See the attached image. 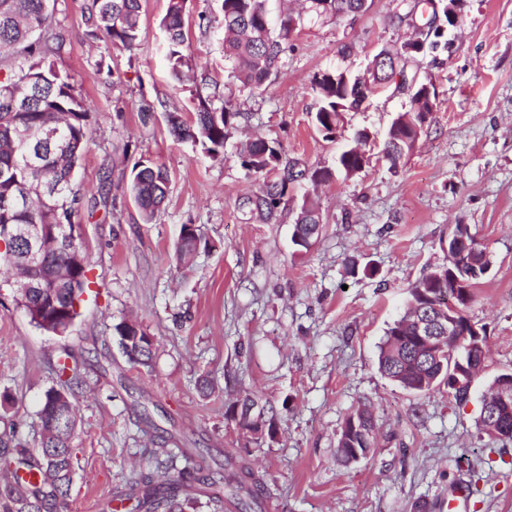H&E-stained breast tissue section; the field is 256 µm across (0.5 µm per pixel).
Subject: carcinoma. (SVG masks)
I'll return each instance as SVG.
<instances>
[{
    "instance_id": "carcinoma-1",
    "label": "carcinoma",
    "mask_w": 512,
    "mask_h": 512,
    "mask_svg": "<svg viewBox=\"0 0 512 512\" xmlns=\"http://www.w3.org/2000/svg\"><path fill=\"white\" fill-rule=\"evenodd\" d=\"M457 0H416L413 8L423 6L429 11L427 21L432 39L425 43L409 41L401 54L383 50L367 64L368 79H360L345 70L326 71L316 77V96L312 117L317 131L333 138L344 127L343 114L357 110L372 94L373 86L404 74L400 62L414 54L436 52L448 47L441 38L456 21L448 20V9ZM309 12L318 16L356 14L363 10L365 0H308ZM188 0H168L160 21L167 41V58L172 77L183 82L194 76L196 64L186 53L184 19ZM224 23V58L234 63V73L246 89L260 88L282 63L288 41L297 29L296 18L287 14L278 27L268 18L265 0H221ZM141 0H93L90 21L93 35L102 36L112 48L130 50L140 37ZM65 32L53 23L47 0H0V71H7L6 81L17 95L32 93L39 84L37 96L26 110H16L0 97V226H36L62 224L71 240L67 248H48L40 260L41 287L21 294L18 305L43 308V321L58 324L65 317L77 318L81 296L91 287L88 248L72 221L79 189L74 172L89 136L91 115L71 78L61 74L50 61L60 53ZM422 89L413 93V107L398 114L392 122L382 148L390 167L413 152V127L423 128L435 107V89L429 101L422 104ZM244 116L237 103L226 98L216 107L209 100H199L193 122L173 112L168 125L173 137L201 146L217 156L224 150L227 128ZM240 167L247 176L261 180L259 190L247 197L244 205L250 213L266 223L278 219V212L288 188L307 178L327 182L337 172L349 178L360 173L364 157L347 147L339 154L335 170L313 172L288 159L281 145L264 139L251 141L238 155ZM278 175L268 180L267 167ZM169 188L166 168L150 159L137 161L131 170L129 192L137 203L143 220L151 222L164 204ZM303 218L294 224L295 245L309 249L319 234L321 212L317 202L308 197L299 205ZM202 239L197 229L186 224L176 246L177 260L190 262L198 252ZM451 260L436 266L412 289L408 311L386 331L380 346L378 368L387 378L412 393H422L444 385L459 403L467 399V389L458 385L467 369L483 364L486 336L471 334L470 319L460 312L456 319L460 343L455 347L457 371L448 370V357H422L415 341L412 323L417 313L436 317L435 306L443 300L466 308L472 291L487 275L491 260L485 247L475 238L467 242L448 236ZM0 262L13 268L20 276L30 274L25 265L23 245L13 244L0 253ZM122 353L129 361L147 366L154 356V347L143 328L122 320L113 325ZM481 343L475 353L466 345ZM55 386L46 391L39 412V455L15 442L14 433L0 435V512H59L73 484V438L76 429V389L83 377L71 353L64 349L53 365ZM478 429L492 438H512V402L501 412V422L493 425L478 419ZM376 420L366 408L356 411V426L341 430L337 454L347 464L352 449L362 452L374 447ZM141 432L151 437L149 449L152 474L133 472L124 489L117 491L118 501L133 500L145 512H183L180 496L185 481L195 471L194 461L182 452L167 447V440L152 438L151 422L142 418ZM225 465L236 469L235 485L230 497L235 507L245 512L258 504L263 478L241 462L228 459Z\"/></svg>"
}]
</instances>
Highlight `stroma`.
Wrapping results in <instances>:
<instances>
[{"instance_id": "stroma-1", "label": "stroma", "mask_w": 512, "mask_h": 512, "mask_svg": "<svg viewBox=\"0 0 512 512\" xmlns=\"http://www.w3.org/2000/svg\"><path fill=\"white\" fill-rule=\"evenodd\" d=\"M412 0H367L363 13L305 17L275 79L248 90L224 58L218 0H190L185 16L196 78L172 80L160 20L166 0H141V39L116 50L90 36L92 0H50L66 43L53 59L71 76L92 119L77 168L82 199L75 221L88 244L93 284L63 336L37 329L0 274V396L15 439L36 448V424L52 365L69 348L86 381L79 395L76 475L60 512H131L111 506L117 489L145 466L148 439L136 427L148 412L159 436L196 454L203 468L242 459L267 485L256 512H448V495L476 483L464 512H512V440L481 434L477 420L494 378L512 372V0H459L461 23L448 50L418 58L408 73L431 77L436 108L398 169L372 157L347 179L290 188L277 222L246 214L258 188L237 147L263 138L307 168L333 166L367 130L383 140L411 95L372 97L333 141L312 123L315 76L339 67L360 73L383 50H400L424 15ZM212 20L201 28L200 16ZM232 98L234 124L220 157L177 142L169 113L195 118L197 95ZM168 170L165 207L143 223L127 185L135 162ZM324 224L309 251L292 231L305 193ZM103 195L108 205H94ZM209 243L189 264L175 245L183 225ZM469 225L490 252L466 316L486 331L488 355L468 399L447 387L414 394L378 369L388 327L412 286L445 261L455 225ZM153 337L151 366L128 362L113 334L121 319ZM208 380L209 390L199 388ZM272 408L274 439L243 437L225 415L242 390ZM371 406L379 435L367 458L336 455L345 418Z\"/></svg>"}]
</instances>
